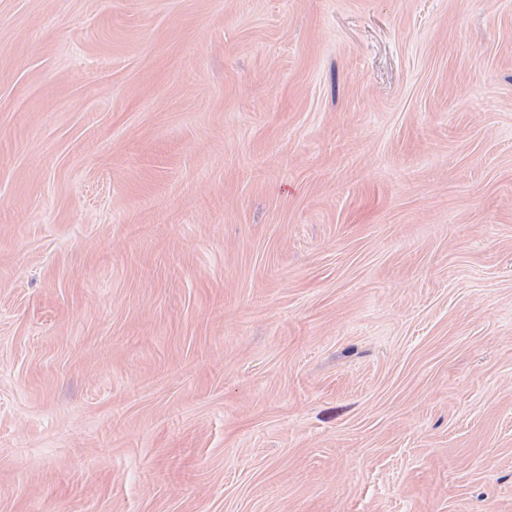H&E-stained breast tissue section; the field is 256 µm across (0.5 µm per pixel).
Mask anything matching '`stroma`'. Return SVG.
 <instances>
[{"instance_id": "35a3bbf8", "label": "stroma", "mask_w": 512, "mask_h": 512, "mask_svg": "<svg viewBox=\"0 0 512 512\" xmlns=\"http://www.w3.org/2000/svg\"><path fill=\"white\" fill-rule=\"evenodd\" d=\"M0 512H512V0H0Z\"/></svg>"}]
</instances>
